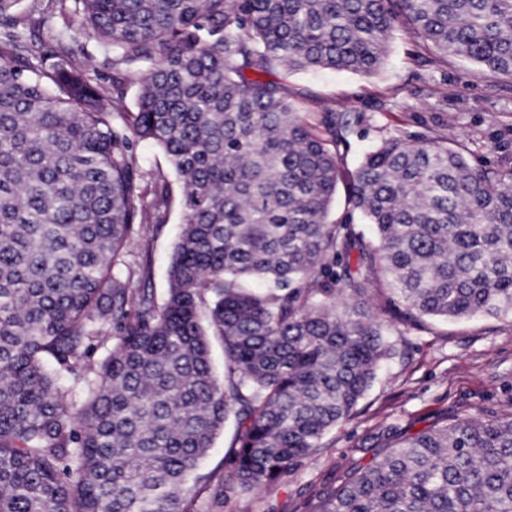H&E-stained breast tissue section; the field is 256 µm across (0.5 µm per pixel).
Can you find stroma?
<instances>
[{"label": "stroma", "mask_w": 512, "mask_h": 512, "mask_svg": "<svg viewBox=\"0 0 512 512\" xmlns=\"http://www.w3.org/2000/svg\"><path fill=\"white\" fill-rule=\"evenodd\" d=\"M60 26L56 20L38 32L48 63L75 57L95 71L99 85L111 88V55L80 20H73L62 40L56 34ZM272 77L287 88L290 101L311 125H318L326 112L360 116L348 143L340 147L347 176L383 138L415 139L432 129L467 143L477 165L494 166L512 154V77L462 58L440 63L403 31L396 33L373 74L279 67ZM134 154L171 192L167 213L159 214L152 208L153 184L141 185L137 205L143 222L128 245L130 288L152 289L160 301L180 232L182 191L159 148L142 141ZM400 344V357L383 367L354 415L331 429L321 448L262 491L230 496L223 505L214 503L211 488L201 489L199 512H320L323 495L340 486L351 467L365 462L360 444L379 426L395 424L415 433L444 417H475L484 409L512 413V318L429 319L408 327Z\"/></svg>", "instance_id": "35a3bbf8"}]
</instances>
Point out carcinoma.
Instances as JSON below:
<instances>
[{"instance_id": "obj_1", "label": "carcinoma", "mask_w": 512, "mask_h": 512, "mask_svg": "<svg viewBox=\"0 0 512 512\" xmlns=\"http://www.w3.org/2000/svg\"><path fill=\"white\" fill-rule=\"evenodd\" d=\"M20 2L0 0V512H196L228 422L227 481L256 492L353 415L404 328L512 317V157L480 167L438 130L384 139L345 195L373 243L329 221L358 117L326 112L318 133L261 78L370 74L401 26L445 64L512 76V0ZM73 13L112 53L110 99L71 61L43 66L35 32ZM140 140L183 189L161 304L118 273ZM380 275L388 319L366 300ZM363 447L321 512H512V414L388 424Z\"/></svg>"}]
</instances>
